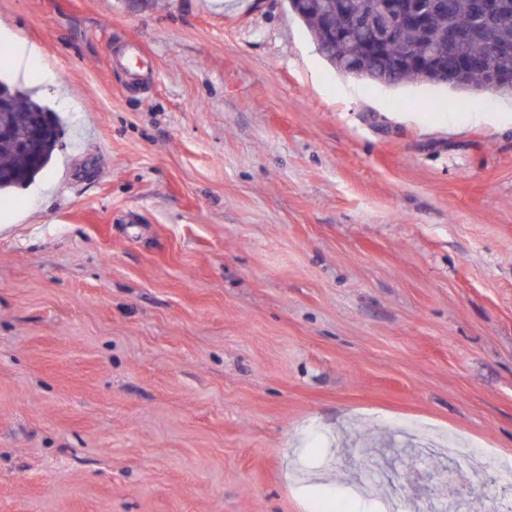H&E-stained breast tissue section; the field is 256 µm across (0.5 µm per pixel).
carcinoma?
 I'll return each mask as SVG.
<instances>
[{"label": "carcinoma", "mask_w": 512, "mask_h": 512, "mask_svg": "<svg viewBox=\"0 0 512 512\" xmlns=\"http://www.w3.org/2000/svg\"><path fill=\"white\" fill-rule=\"evenodd\" d=\"M381 0H290L289 6L312 33L318 53L338 71L375 85L411 82L444 85L456 90L491 92L512 97V84L492 88L487 72L512 67V54L498 53L479 38L448 46V28L478 30L482 22L474 0H437L426 28L409 27L376 56H363L375 42L376 30L366 24L378 13ZM356 20L358 26L336 39V31ZM499 43L512 48V8L495 22ZM476 56L479 66L457 75L436 78L425 63L439 59L449 69L459 59ZM63 126L40 102L0 80V192L8 193L33 181L49 165L61 142Z\"/></svg>", "instance_id": "1"}]
</instances>
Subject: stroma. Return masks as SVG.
<instances>
[{"label":"stroma","mask_w":512,"mask_h":512,"mask_svg":"<svg viewBox=\"0 0 512 512\" xmlns=\"http://www.w3.org/2000/svg\"><path fill=\"white\" fill-rule=\"evenodd\" d=\"M63 145L0 206V512H398L512 466V99L338 72L288 0H0ZM144 50L150 64L125 61ZM471 462L415 469L421 434Z\"/></svg>","instance_id":"stroma-1"}]
</instances>
